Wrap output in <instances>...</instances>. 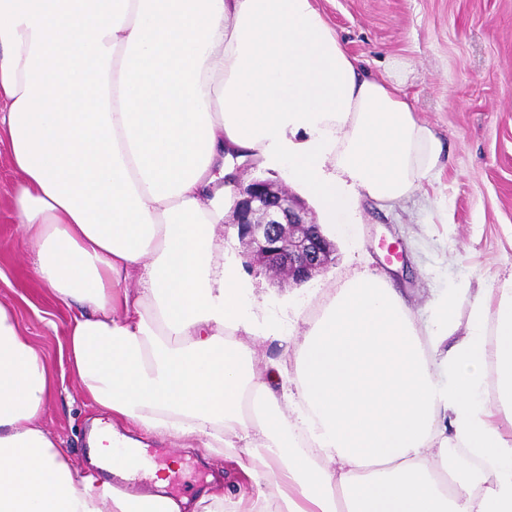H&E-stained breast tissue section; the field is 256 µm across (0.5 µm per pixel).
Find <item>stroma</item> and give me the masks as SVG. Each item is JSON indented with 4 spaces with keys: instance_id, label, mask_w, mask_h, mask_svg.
Returning <instances> with one entry per match:
<instances>
[{
    "instance_id": "obj_1",
    "label": "stroma",
    "mask_w": 512,
    "mask_h": 512,
    "mask_svg": "<svg viewBox=\"0 0 512 512\" xmlns=\"http://www.w3.org/2000/svg\"><path fill=\"white\" fill-rule=\"evenodd\" d=\"M348 53L370 76L403 65L401 89L416 120L440 141V164L420 189L395 202L361 196L355 222L331 236V262L293 284L253 266L233 228L224 248L238 259L271 316L313 323L351 279L384 276L419 328L442 299L458 322L474 290L500 288L512 273V0H316ZM16 173L0 149V303L13 305L57 389L40 422L78 459H87L91 426L80 382L60 349L70 311L27 281L30 255L19 240L9 189ZM156 465H172L169 491L196 501L203 491L247 489L228 459L179 440L150 442Z\"/></svg>"
}]
</instances>
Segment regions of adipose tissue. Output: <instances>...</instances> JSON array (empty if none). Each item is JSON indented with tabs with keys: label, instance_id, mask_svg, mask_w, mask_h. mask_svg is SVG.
Wrapping results in <instances>:
<instances>
[{
	"label": "adipose tissue",
	"instance_id": "ef3b65f1",
	"mask_svg": "<svg viewBox=\"0 0 512 512\" xmlns=\"http://www.w3.org/2000/svg\"><path fill=\"white\" fill-rule=\"evenodd\" d=\"M0 146L25 277L71 307L61 356L136 435L230 451L233 512H512V282L419 334L384 280L339 289L305 330L264 314L224 252L235 165L285 170L328 228L403 198L441 146L398 84L365 74L315 0H0ZM303 341L294 373L251 343ZM54 375L0 303V512H183L102 477L39 422ZM292 407L284 416L280 401ZM485 459L463 474L449 443Z\"/></svg>",
	"mask_w": 512,
	"mask_h": 512
}]
</instances>
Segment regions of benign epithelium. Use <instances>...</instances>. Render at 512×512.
<instances>
[{"instance_id": "obj_1", "label": "benign epithelium", "mask_w": 512, "mask_h": 512, "mask_svg": "<svg viewBox=\"0 0 512 512\" xmlns=\"http://www.w3.org/2000/svg\"><path fill=\"white\" fill-rule=\"evenodd\" d=\"M235 204L229 225L248 242L258 268L301 283L331 261L333 243L307 220L305 205L280 184L232 179Z\"/></svg>"}]
</instances>
